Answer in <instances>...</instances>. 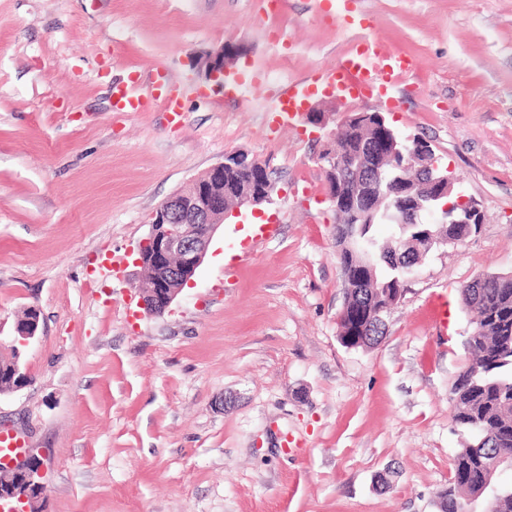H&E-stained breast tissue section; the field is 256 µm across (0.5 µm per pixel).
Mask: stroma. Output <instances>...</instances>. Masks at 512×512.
I'll use <instances>...</instances> for the list:
<instances>
[{
	"mask_svg": "<svg viewBox=\"0 0 512 512\" xmlns=\"http://www.w3.org/2000/svg\"><path fill=\"white\" fill-rule=\"evenodd\" d=\"M352 7L364 28L323 0H0V354L41 311L0 432L42 459L45 512H438L462 441L458 290L512 271V0ZM362 37L420 67L395 106L338 111L427 141L485 219L421 261L380 344L350 349L318 130L272 107L291 83L323 104L318 71ZM226 43L247 55L217 91L190 61ZM158 68L181 124L153 99ZM120 80L144 111H113ZM234 151L268 165L270 202L226 219L192 285L144 313L131 254L151 212Z\"/></svg>",
	"mask_w": 512,
	"mask_h": 512,
	"instance_id": "stroma-1",
	"label": "stroma"
}]
</instances>
